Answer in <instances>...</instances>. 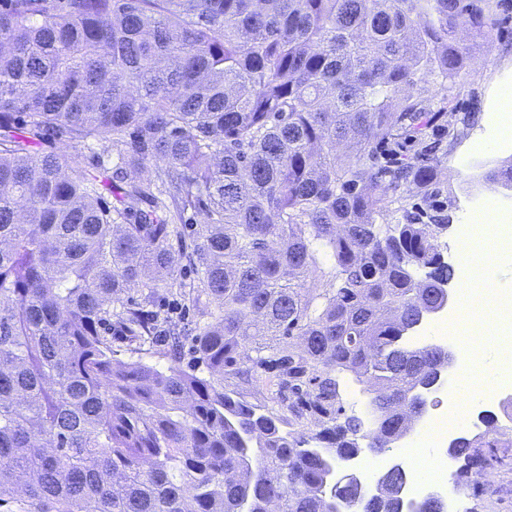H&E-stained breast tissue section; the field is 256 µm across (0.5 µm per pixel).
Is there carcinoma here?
Wrapping results in <instances>:
<instances>
[{"instance_id":"1","label":"carcinoma","mask_w":512,"mask_h":512,"mask_svg":"<svg viewBox=\"0 0 512 512\" xmlns=\"http://www.w3.org/2000/svg\"><path fill=\"white\" fill-rule=\"evenodd\" d=\"M495 27L474 0H0V501L447 512L408 508L400 473L369 496L336 472L402 433L441 368L405 336L455 278L447 218L380 219L432 194L457 32ZM51 132L110 165L68 173ZM485 179L511 186L512 165ZM176 286L208 321L166 344L195 333L209 377L112 364L105 330L153 341ZM262 373L271 407L242 396ZM346 373L372 394L361 416ZM490 424L451 449L465 495L512 450Z\"/></svg>"}]
</instances>
